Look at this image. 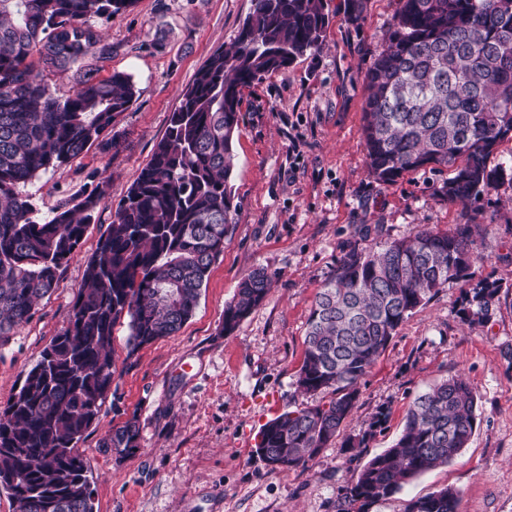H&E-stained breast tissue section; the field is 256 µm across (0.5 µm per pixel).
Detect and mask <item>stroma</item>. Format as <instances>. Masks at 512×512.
<instances>
[{"instance_id":"obj_1","label":"stroma","mask_w":512,"mask_h":512,"mask_svg":"<svg viewBox=\"0 0 512 512\" xmlns=\"http://www.w3.org/2000/svg\"><path fill=\"white\" fill-rule=\"evenodd\" d=\"M396 8L397 0H369L352 24L344 0H328L323 48L246 91L231 179L237 210L192 317L132 354L126 323L115 327L112 387L98 422L76 445L93 512H336L340 488L394 444L415 398L453 376L478 395L467 448L367 512H404L410 499L443 487L458 491L459 512H512V185L464 205L441 197L444 171L422 168L389 185L369 176L361 133L365 73ZM250 9L251 0H137L103 22L115 47L106 69L130 75L136 96L115 120L116 148H90L21 187L42 219L98 184L106 193L61 270L60 288L0 340V408L67 329L86 261L164 136L181 91ZM467 222L476 226L474 250L486 257L471 267L469 282L489 278L501 286L489 321L472 329L458 317L467 282L441 288L398 328L359 384L345 434L361 433L377 411L388 414L362 456L351 458L337 440L308 467L266 466L256 452L258 433L308 401L296 387L307 322L340 258L421 226L448 232ZM256 268L267 271L272 288L225 333L224 308ZM132 417L139 446L116 456L103 441Z\"/></svg>"}]
</instances>
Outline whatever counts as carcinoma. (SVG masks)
<instances>
[{
  "instance_id": "carcinoma-1",
  "label": "carcinoma",
  "mask_w": 512,
  "mask_h": 512,
  "mask_svg": "<svg viewBox=\"0 0 512 512\" xmlns=\"http://www.w3.org/2000/svg\"><path fill=\"white\" fill-rule=\"evenodd\" d=\"M368 0H345L347 21ZM136 0H0V339L60 288V269L81 247L105 194L64 201L35 218L19 185L109 146L107 133L135 97L124 72L99 78L112 44L96 20ZM330 18L327 0H252L233 41L218 47L183 90L165 135L119 202L88 259L65 332L43 351L0 409V485L18 512H93L76 444L98 420L115 374L113 336L127 319L128 354L178 332L192 317L232 223L230 179L244 90L317 51ZM385 48L366 70L362 133L368 174L391 184L422 167L448 169V202L478 200L506 178L489 168L496 146L512 139V0H398ZM75 71L72 93L46 77ZM483 261L469 225L454 233L421 227L409 236L352 249L316 294L296 385L334 397L264 425L259 457L274 469L304 467L336 439L358 398V383L400 325L440 288L469 277ZM271 287L263 269L248 273L224 309L232 333ZM501 285L488 278L466 289L457 314L485 324ZM478 397L451 377L420 395L395 444L369 459L342 487L336 512H364L412 479L454 460L477 423ZM385 411L345 439L366 447L384 429ZM131 418L103 447L126 457L138 448ZM442 488L412 498L404 512H458Z\"/></svg>"
}]
</instances>
